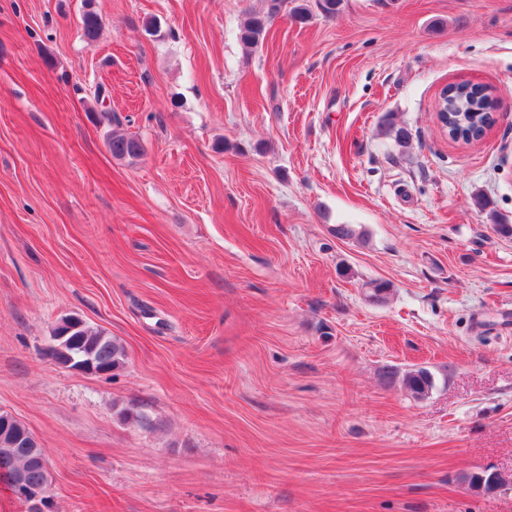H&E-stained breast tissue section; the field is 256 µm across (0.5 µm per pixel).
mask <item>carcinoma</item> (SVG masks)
<instances>
[{
  "label": "carcinoma",
  "instance_id": "carcinoma-1",
  "mask_svg": "<svg viewBox=\"0 0 512 512\" xmlns=\"http://www.w3.org/2000/svg\"><path fill=\"white\" fill-rule=\"evenodd\" d=\"M285 0H268L266 14H255L247 18L240 28V41L252 48L261 45L267 33L269 20L281 10ZM291 8L293 18L304 23L312 16V7L325 17H332L342 7L343 0H294ZM101 20L96 11L88 7L81 16V30L89 39L97 36ZM438 118L448 132V136L465 144L480 139L491 127L495 118L491 93L488 87L480 84L459 83L446 87L441 96ZM385 132L401 148L409 145L411 133L397 125L392 119L383 120ZM107 144L112 157L116 159H136L143 154L140 140L120 130L110 132ZM73 339L58 343L50 356L61 366L77 364L82 361L93 364L96 368L111 372L125 358L124 346L107 335L104 330L85 321L76 324L71 332ZM382 377L391 382L399 379L406 392L414 399L420 400L429 395L434 388V376L429 369L418 367L400 371L389 367ZM13 435H0V483L12 494L18 488L49 492L51 475L48 465L42 463V448L24 423L12 419ZM461 481L476 491L485 494L494 493V487H501L508 482L501 472H492L485 467L469 471L461 476Z\"/></svg>",
  "mask_w": 512,
  "mask_h": 512
}]
</instances>
